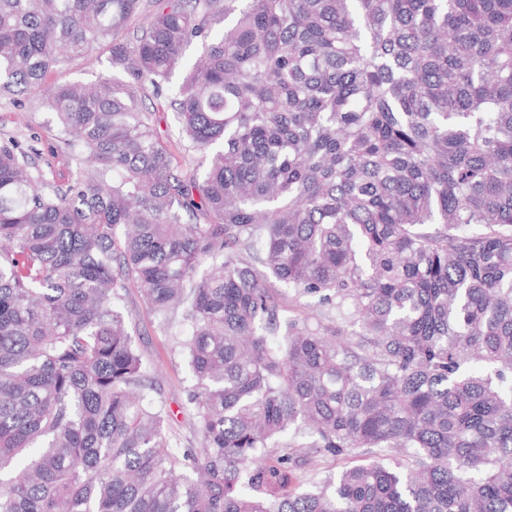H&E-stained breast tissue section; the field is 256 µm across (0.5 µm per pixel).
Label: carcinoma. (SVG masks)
Segmentation results:
<instances>
[{
    "label": "carcinoma",
    "mask_w": 512,
    "mask_h": 512,
    "mask_svg": "<svg viewBox=\"0 0 512 512\" xmlns=\"http://www.w3.org/2000/svg\"><path fill=\"white\" fill-rule=\"evenodd\" d=\"M35 86L75 173L0 138V512H512V0H0ZM291 432L361 463L302 490ZM107 55H94L88 58H79L70 63L49 71L45 80L48 83L67 81H93L102 74L109 72ZM142 107L157 114L159 124L158 131L162 135L164 143L168 148L179 157L178 151V131L173 113L167 108V103L163 99L145 98ZM126 317L132 337L145 353L154 388L151 395L166 405L172 442L180 448L195 445L187 404V393L195 381L187 362L174 350L171 338L157 330L153 315L136 290L127 299Z\"/></svg>",
    "instance_id": "cac0c4a2"
}]
</instances>
